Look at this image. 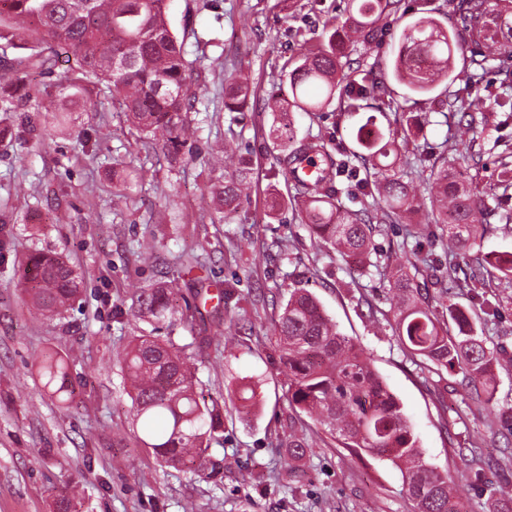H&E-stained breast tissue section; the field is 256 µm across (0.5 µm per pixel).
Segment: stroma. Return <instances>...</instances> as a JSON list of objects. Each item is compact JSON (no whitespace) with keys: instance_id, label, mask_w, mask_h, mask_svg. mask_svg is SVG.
Instances as JSON below:
<instances>
[{"instance_id":"1","label":"stroma","mask_w":512,"mask_h":512,"mask_svg":"<svg viewBox=\"0 0 512 512\" xmlns=\"http://www.w3.org/2000/svg\"><path fill=\"white\" fill-rule=\"evenodd\" d=\"M347 0H170L172 31L183 37L198 74L193 87L198 109L189 118L197 139L180 163L136 145L123 113L87 112L75 106L72 132L44 131L34 107L0 113V129L16 132L0 141V512H55V503L79 490L77 512H412L396 468L357 457L326 433H315L302 463L304 480H286L288 403L274 337V323L291 289L303 287L319 299L340 332L357 341L409 418L425 460L449 471L469 512H490L497 491L512 488V373H500L492 405L478 402L462 375L413 359L396 334L392 295L385 279L400 261L415 259L418 282L440 319L448 311L435 284L430 260L447 263L423 205L418 224H389L373 237L376 267L357 263L318 245L302 224L276 159L270 135V94H289L287 74L302 46L321 48L329 23L344 20ZM405 16H389L379 43L355 46L360 66L348 78L366 85L386 82L390 109L348 111L345 86L320 112H296L297 138L334 133L330 147L354 150L366 122L394 132L405 171L423 156H442L460 166L465 150L482 153L477 188L501 194L503 165L512 166V120L484 110L480 139L470 140L459 113L432 111L426 97L410 94L390 78L391 59L408 18L429 11L450 21L453 0H404ZM257 95L243 111H222L225 72ZM85 130L89 146L72 133ZM233 144L251 166V181L235 213L211 221L206 166L211 151ZM141 180L126 207L114 210L112 191L120 175ZM283 204L267 215L272 190ZM67 209L54 222L56 206ZM433 245L412 254L415 239ZM36 250L59 252L84 276L72 307L53 319L33 308L22 290L24 263ZM204 259L212 287L229 288L224 302L203 308L202 333L175 326L176 344L190 345L206 395L224 398L223 442L213 449L224 460V478L205 481L184 469L160 466L137 440L131 399L117 356L148 323L126 315L134 288L173 283L187 298L194 286L181 273L189 254ZM498 315L489 321L488 346L512 352V283L493 281ZM66 361L72 401L44 387L37 365L45 354ZM251 378L257 404L247 410L229 389ZM494 438H487V430ZM487 463L475 480L472 444Z\"/></svg>"}]
</instances>
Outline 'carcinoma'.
<instances>
[{"mask_svg":"<svg viewBox=\"0 0 512 512\" xmlns=\"http://www.w3.org/2000/svg\"><path fill=\"white\" fill-rule=\"evenodd\" d=\"M0 49H22L13 58L0 56V112H16L31 102L51 123H67L66 100L83 99L86 111L101 112L106 104L123 112L139 133L138 142L151 144L174 158L194 138L196 128L187 120L195 109L196 93L190 88L192 63L186 59L185 42L172 32L169 0H0ZM401 0H350L345 21L332 25L327 46L303 47L299 64L288 73L287 99L271 98L268 107L277 114L270 135L279 139L291 131V112H319L335 98L344 79L348 43L370 45L382 35L380 22L397 13ZM76 57V67L60 79L55 94L31 79V71L50 74L60 52ZM469 61L467 86L477 82L479 72L491 66L512 80V0H458L455 21L444 25L424 14L405 25L392 64V77L412 93L430 97L433 110L455 108L470 113L483 99L431 96L440 79L457 78V57ZM112 91L110 99H91L97 84ZM350 107L359 108L368 99L389 95L384 82L371 87L351 86ZM250 87L229 77L224 80V110L240 111L248 102ZM359 151L336 157L322 135L301 140L288 136L279 157L280 167L291 182L302 223L319 239L364 267L371 262L372 233L386 224L401 223L419 207L420 189L397 165L395 136L380 129L372 136L359 130ZM378 161V194L385 205L374 202L352 210L340 205L339 177L358 165ZM224 167L235 174L220 176L212 186V202L218 212H235L244 193L248 167L229 155L216 161L212 170ZM430 190L439 207L434 223L442 226L447 241L448 269L436 277L446 298L464 289L488 288L494 279L512 281V254L481 256L461 266L453 262L470 252L486 231L488 202L473 192V176L458 174L432 161ZM25 270L33 304L50 317L72 306L81 293L82 278L59 253L34 252ZM398 312L399 342L414 354L449 373L460 372L477 399L490 404L495 398L497 371L508 363L507 353L487 346V337L476 321L456 304L448 316L457 334L448 335L436 314L419 300L415 276L399 266L389 279ZM174 289L165 284L136 288L129 313L152 329L133 339L123 358L134 418L152 450L168 467H187L197 477L215 479L222 474L223 460L212 454V444L224 432L223 407L198 390L201 381L183 348L162 329L181 323L193 327V316L178 314ZM279 361L287 378L288 407L297 418L307 416L337 442L357 456L368 455L396 466L403 486L414 503L413 512H467L456 495L452 478L427 463L417 438L405 419L401 404L383 382L364 351L344 336L323 311L319 300L305 288H294L274 327ZM38 370L44 386L71 395L66 385L65 361L48 354ZM243 406L256 398L249 382L234 389ZM310 448L300 435L288 441V476L296 477L295 465Z\"/></svg>","mask_w":512,"mask_h":512,"instance_id":"cac0c4a2","label":"carcinoma"}]
</instances>
